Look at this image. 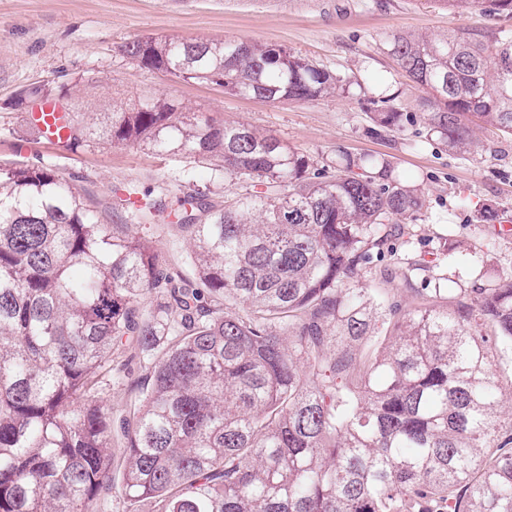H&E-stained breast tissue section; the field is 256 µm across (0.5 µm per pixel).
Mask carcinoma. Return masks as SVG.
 Wrapping results in <instances>:
<instances>
[{
    "instance_id": "1",
    "label": "carcinoma",
    "mask_w": 512,
    "mask_h": 512,
    "mask_svg": "<svg viewBox=\"0 0 512 512\" xmlns=\"http://www.w3.org/2000/svg\"><path fill=\"white\" fill-rule=\"evenodd\" d=\"M511 15L512 0H437ZM385 46L425 93L429 131L469 150V122L512 135V29L395 32ZM139 66L270 103L346 93L353 80L281 45L147 38ZM372 120L402 114L378 100ZM56 143L144 145L250 183L221 209L181 200L194 279L150 242L117 237L46 166L0 165V512H87L112 463L97 397L112 349L153 358L123 495L152 512H512V435L491 344H512V278L398 308L356 287L419 188L382 157L336 173L245 125H215L168 96L98 122L60 117ZM157 200L135 207L142 220ZM142 290L159 302L137 307Z\"/></svg>"
}]
</instances>
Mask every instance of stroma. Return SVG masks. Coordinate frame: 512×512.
I'll return each mask as SVG.
<instances>
[{"label":"stroma","instance_id":"1","mask_svg":"<svg viewBox=\"0 0 512 512\" xmlns=\"http://www.w3.org/2000/svg\"><path fill=\"white\" fill-rule=\"evenodd\" d=\"M504 26L512 28V17L453 14L437 0H0V165L56 169L117 236L135 229L127 213L113 210L114 189H162L166 215L140 231L171 271L192 276L189 234L170 223L168 212L198 191L223 204L245 194L244 183L216 176L208 163L145 146L100 142L73 154L44 137L33 118L45 104L63 102L91 116L131 108L142 95H171L216 123L247 124L321 163L340 151L389 159L397 175L421 189L425 206L403 218L405 235L377 264L424 259L434 268L385 284L368 274L361 287L385 286L390 302L403 310L439 280L449 295H464L512 276V235L494 229L512 219V136L477 127L474 152H449L429 135L423 93L398 73L384 41L395 31L441 35L466 27L489 36ZM146 37L280 44L329 71L357 77L360 85L349 96L270 104L139 67L124 45ZM35 86L49 90L48 100L28 97ZM62 91L63 101L57 98ZM382 92L393 95L402 126L371 135L365 100ZM150 376L151 359L137 346L115 350L112 372L98 391L113 419L132 417ZM124 446L120 431H113L111 471L91 512H149L148 503L134 505L121 494Z\"/></svg>","mask_w":512,"mask_h":512}]
</instances>
